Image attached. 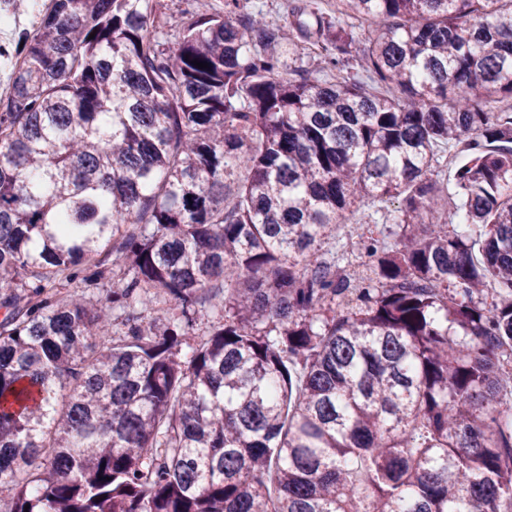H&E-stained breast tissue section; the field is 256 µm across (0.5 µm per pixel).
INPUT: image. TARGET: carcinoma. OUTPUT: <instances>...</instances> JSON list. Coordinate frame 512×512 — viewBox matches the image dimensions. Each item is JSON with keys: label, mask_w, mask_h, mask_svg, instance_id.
<instances>
[{"label": "carcinoma", "mask_w": 512, "mask_h": 512, "mask_svg": "<svg viewBox=\"0 0 512 512\" xmlns=\"http://www.w3.org/2000/svg\"><path fill=\"white\" fill-rule=\"evenodd\" d=\"M247 2L197 0L169 33L153 0H49L20 38L0 97L6 512H501L512 0H309L275 27ZM364 22L358 65L393 94L284 77L300 49L344 66ZM460 146L443 195L430 172ZM451 195L464 233L440 222ZM370 198L400 233L364 242L352 288L347 251L319 253ZM108 255L126 271L92 302Z\"/></svg>", "instance_id": "carcinoma-1"}]
</instances>
